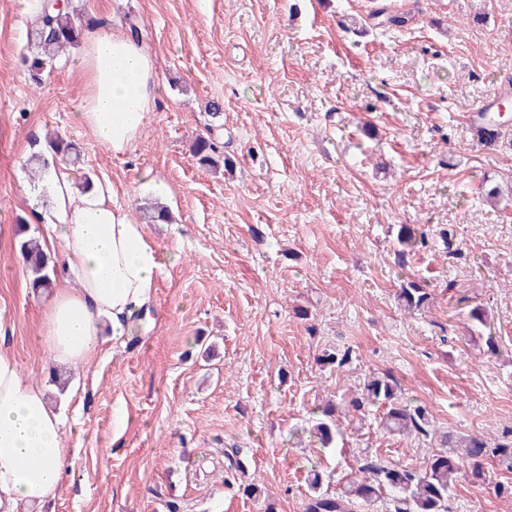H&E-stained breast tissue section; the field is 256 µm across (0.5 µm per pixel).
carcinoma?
I'll return each mask as SVG.
<instances>
[{
    "label": "carcinoma",
    "instance_id": "1",
    "mask_svg": "<svg viewBox=\"0 0 512 512\" xmlns=\"http://www.w3.org/2000/svg\"><path fill=\"white\" fill-rule=\"evenodd\" d=\"M90 25L91 21L83 19L80 10L70 2L61 9L43 4L42 14L27 32L29 55L24 57V64L28 71L37 77L52 67L62 54L80 42L83 29ZM500 122L496 113L487 117L483 128L489 130V139L485 144L492 145L505 136L498 129ZM48 147L55 156L73 165L80 164V150L72 141L57 136L48 140ZM215 152L213 138L200 137L195 141L193 156L200 164H213ZM140 211L146 224L169 223V212L162 206L149 205ZM398 242L401 249L397 255L402 259L408 247L425 244L426 235H417L415 229L404 225ZM17 246L32 275V288L47 290L52 284L54 267L26 224L19 225ZM398 301L409 312L423 311L429 306L430 294L411 281L399 288ZM351 357L348 349L336 350L322 354L318 362L341 368ZM374 407L383 408L380 425L384 430L421 440L433 448L426 465H389L367 457L357 466L355 476L335 494L323 489L322 473L314 468L308 478L304 512H356L357 507L368 508L385 496L391 503L389 512H448V501L457 482L485 480L488 459H493L498 469L512 473V438L492 441L482 436L446 433L426 406L407 398L400 383L385 373L366 375L348 403L329 401L315 411L314 432L322 446L328 448L340 433L342 418L351 413L363 416Z\"/></svg>",
    "mask_w": 512,
    "mask_h": 512
}]
</instances>
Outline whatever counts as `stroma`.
I'll use <instances>...</instances> for the list:
<instances>
[{
    "mask_svg": "<svg viewBox=\"0 0 512 512\" xmlns=\"http://www.w3.org/2000/svg\"><path fill=\"white\" fill-rule=\"evenodd\" d=\"M379 2L74 0L92 31L137 26L157 60L163 94L116 156L72 119L78 48L33 82L21 61L33 16L0 0V347L63 412L71 463L44 512H303L311 468L335 487L367 453L423 467L430 448L372 414L342 422L332 448L311 434L312 409L374 371L442 428L512 431V143L487 147L471 121L512 84V0H391L408 20L390 29L372 16ZM53 133L79 146L75 177L133 210L158 196L146 180L162 183L172 214L147 227L175 260L144 335L121 343L101 324L96 352L70 367L47 353L50 295L32 293L16 238L20 223L49 234L27 201V160ZM208 136L230 165L197 163L192 144ZM494 185L497 204L484 197ZM403 224L428 243L401 265ZM407 281L430 293L428 309L400 308ZM475 308L487 325L473 332ZM346 347L356 358L342 370L318 364ZM228 448L243 470L228 472ZM511 480L493 467L485 485L459 480L451 512H512L494 490Z\"/></svg>",
    "mask_w": 512,
    "mask_h": 512,
    "instance_id": "1",
    "label": "stroma"
}]
</instances>
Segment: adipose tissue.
Returning <instances> with one entry per match:
<instances>
[{"instance_id":"1","label":"adipose tissue","mask_w":512,"mask_h":512,"mask_svg":"<svg viewBox=\"0 0 512 512\" xmlns=\"http://www.w3.org/2000/svg\"><path fill=\"white\" fill-rule=\"evenodd\" d=\"M77 63L86 85L75 121L90 127L113 154H126L162 89L153 56L137 40L112 32L88 37ZM38 193L68 270L45 309V341L53 360L75 364L96 351L101 322L110 323L113 339L133 334L135 315L152 300L161 256L109 187L80 192L72 169L63 165ZM63 426L44 386L0 348V512H16L21 503L41 512L56 496L68 465Z\"/></svg>"}]
</instances>
